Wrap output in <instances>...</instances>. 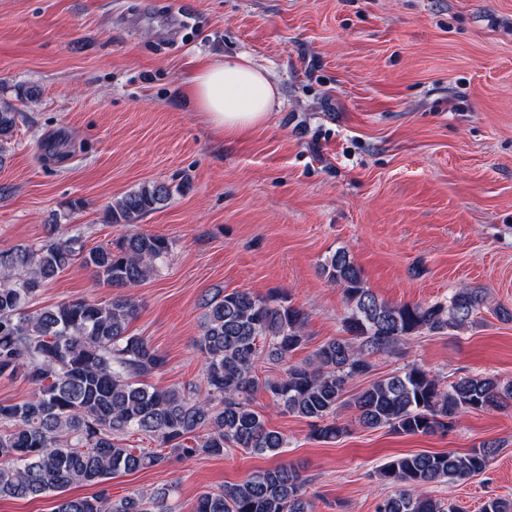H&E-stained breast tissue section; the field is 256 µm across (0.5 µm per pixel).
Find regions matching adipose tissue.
Masks as SVG:
<instances>
[{
  "mask_svg": "<svg viewBox=\"0 0 512 512\" xmlns=\"http://www.w3.org/2000/svg\"><path fill=\"white\" fill-rule=\"evenodd\" d=\"M184 89L207 123L229 137L264 125L278 104L271 74L245 54L204 61L186 78Z\"/></svg>",
  "mask_w": 512,
  "mask_h": 512,
  "instance_id": "obj_1",
  "label": "adipose tissue"
}]
</instances>
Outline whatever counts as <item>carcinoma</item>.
Instances as JSON below:
<instances>
[{"instance_id": "cac0c4a2", "label": "carcinoma", "mask_w": 512, "mask_h": 512, "mask_svg": "<svg viewBox=\"0 0 512 512\" xmlns=\"http://www.w3.org/2000/svg\"><path fill=\"white\" fill-rule=\"evenodd\" d=\"M18 112L0 99V162L17 130ZM171 187L148 183L112 202L109 224L133 225L170 199ZM171 242L130 233L106 247L83 251L80 236L50 235L38 247L0 249V376L22 375L31 393L0 401V497L57 496L56 512H176L171 489L112 499L107 482L179 458L221 456L235 449L278 455L288 447L252 406L259 390L273 405L306 418L313 436L332 442L346 432L336 420L347 384L372 370V357L392 355L411 337L446 334L470 324L486 296L461 287L430 304H391L367 286L345 250L326 258L323 271L347 303L346 336L319 345L301 363L291 355L311 340L308 314L285 297L248 290L218 292L206 309L198 346L205 358V389L149 388L141 379L162 370L166 358L149 339L129 333L139 305L128 294L107 301L82 299L32 308L42 288L77 259L111 288H135L168 257ZM283 366L260 378L258 363ZM512 403V383L490 375L446 382L411 364L373 381L352 404L358 423L408 435L445 433L462 415L492 412ZM141 436L157 447L126 444ZM496 453L484 442L466 453L418 452L396 456L379 470L393 487L375 512H460L425 489L466 480L485 471ZM307 478L280 463L248 479L203 493L194 512H313ZM72 485L94 486L91 496H70ZM479 512H512V498L491 497Z\"/></svg>"}]
</instances>
